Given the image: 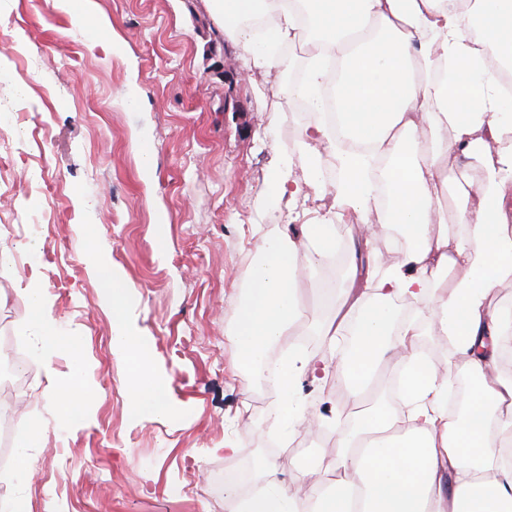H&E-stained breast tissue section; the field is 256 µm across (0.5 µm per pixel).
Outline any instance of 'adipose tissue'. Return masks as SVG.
I'll return each instance as SVG.
<instances>
[{"label": "adipose tissue", "mask_w": 512, "mask_h": 512, "mask_svg": "<svg viewBox=\"0 0 512 512\" xmlns=\"http://www.w3.org/2000/svg\"><path fill=\"white\" fill-rule=\"evenodd\" d=\"M224 34L240 50L246 72L274 67L282 48L309 36L313 53L303 78L286 93L312 110L324 107V90L338 87L333 119L306 128L295 151L270 174L266 198H295L290 170L306 166L310 184L333 198L331 217L306 223L301 239L274 233L265 240L247 278L232 330L243 360L269 376L283 397L280 427L298 424L299 374L312 359L291 357L268 367L274 347L299 313L296 257L307 249L319 264L336 248V224L359 219L344 254L355 294L344 304L352 326L328 320L324 332L351 336L336 373L361 402L374 395L368 415L342 432L327 469L339 472L306 499L290 496L270 461L255 464L258 487L240 493L238 478H224L234 512H512V374L498 373L512 349V300L494 301L493 290L512 283V98L505 96L487 56L512 67V0H210ZM348 68L334 79L335 64ZM327 142L339 178H320L316 142ZM476 161L479 182H449L448 156ZM458 202L455 224L438 233L436 207L447 192ZM397 227L405 245L399 264L382 266L370 243L378 229ZM447 280V295L437 292ZM34 317L24 328L41 350L64 343L45 300L22 289ZM419 314L392 339L390 305L396 298ZM113 342L129 358L134 389L154 412L166 410L154 364L128 334L120 299L112 301ZM440 326L450 345L449 370L473 383L464 412L448 414V388L413 350L417 337ZM408 368L404 415L393 413L382 393L383 363ZM353 470L355 479L343 478Z\"/></svg>", "instance_id": "adipose-tissue-1"}]
</instances>
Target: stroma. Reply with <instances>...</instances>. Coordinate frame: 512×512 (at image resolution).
Here are the masks:
<instances>
[{
  "label": "stroma",
  "instance_id": "35a3bbf8",
  "mask_svg": "<svg viewBox=\"0 0 512 512\" xmlns=\"http://www.w3.org/2000/svg\"><path fill=\"white\" fill-rule=\"evenodd\" d=\"M96 9L111 32L53 0H0V361L18 352L34 366L19 388L0 379L11 429L0 512L16 501L27 512H225L213 478L261 456L290 493L320 488L307 470L335 455L355 410L344 384L304 375L301 421L282 433L280 396L240 362L231 335L263 240L328 215L300 166L295 206L263 199L269 169L309 125L282 83L310 45L289 43L276 68L247 78L207 0ZM131 85L135 110L123 101ZM139 139L153 148L147 179ZM116 278L165 414L134 396L129 360L112 348ZM32 282L76 348L47 355L23 335L32 311L18 291ZM77 367L92 396L61 432L48 393ZM31 424L42 443L22 481L16 445Z\"/></svg>",
  "mask_w": 512,
  "mask_h": 512
}]
</instances>
